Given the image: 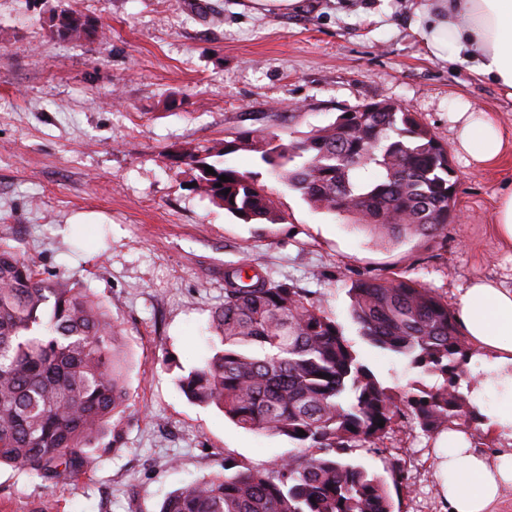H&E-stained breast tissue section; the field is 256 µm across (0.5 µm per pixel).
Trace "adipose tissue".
<instances>
[{
    "label": "adipose tissue",
    "instance_id": "1",
    "mask_svg": "<svg viewBox=\"0 0 512 512\" xmlns=\"http://www.w3.org/2000/svg\"><path fill=\"white\" fill-rule=\"evenodd\" d=\"M430 55L494 83L512 98V0H434L414 26ZM456 146L470 162H496L508 144L487 113L459 104L453 114ZM456 319L483 354L475 386L482 413L496 435L512 440V289L474 279L459 288ZM437 449L438 489L450 512H493L512 487V451L493 455L469 434L446 431Z\"/></svg>",
    "mask_w": 512,
    "mask_h": 512
}]
</instances>
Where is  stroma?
<instances>
[{"label": "stroma", "mask_w": 512, "mask_h": 512, "mask_svg": "<svg viewBox=\"0 0 512 512\" xmlns=\"http://www.w3.org/2000/svg\"><path fill=\"white\" fill-rule=\"evenodd\" d=\"M428 5L302 0L265 12L253 0H0V243L40 278L71 279L102 300L129 354L128 410L98 441L96 467L53 487L1 468L0 512H160L225 458L256 465L295 452L288 438L243 429L179 388L213 354L209 322L232 265L310 290L385 385L435 384L359 336L348 295L374 277L419 281L451 305L476 277L512 287V249L494 231L512 146L497 164L467 163L452 120L469 102L512 142V98L428 54L413 31ZM53 8L89 16L103 36L53 35ZM371 102L414 113L447 148L460 219L443 240L383 241L294 192L280 197L284 223H246L196 192L194 171L177 160L240 127L300 139ZM386 446L410 471L401 512H448L435 437L405 422Z\"/></svg>", "instance_id": "35a3bbf8"}]
</instances>
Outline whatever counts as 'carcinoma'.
Returning <instances> with one entry per match:
<instances>
[{"label": "carcinoma", "instance_id": "carcinoma-1", "mask_svg": "<svg viewBox=\"0 0 512 512\" xmlns=\"http://www.w3.org/2000/svg\"><path fill=\"white\" fill-rule=\"evenodd\" d=\"M49 27L70 40L99 34L90 17L67 10ZM360 117L342 112L287 143L241 128L203 154L184 149L181 160L198 171L197 192L247 223L281 224L284 216L279 191L226 164L238 152L255 154L281 188L312 207L384 240L443 236L447 149L395 103ZM368 169L375 175L359 181ZM222 175L230 181L220 182ZM349 296L360 336L442 382L409 392L383 385L308 290L259 266L229 267L224 303L211 320L220 348L179 387L241 428L288 438L297 452L226 466L171 494L161 512H396L393 495L407 488L404 464L387 458L386 479L358 456L380 450L401 408L432 435L482 423L462 391L475 351L448 303L406 278L358 280ZM126 362L119 330L93 294L68 280H42L0 245V465L51 484L80 480L97 465L95 443L112 417L128 409Z\"/></svg>", "mask_w": 512, "mask_h": 512}]
</instances>
